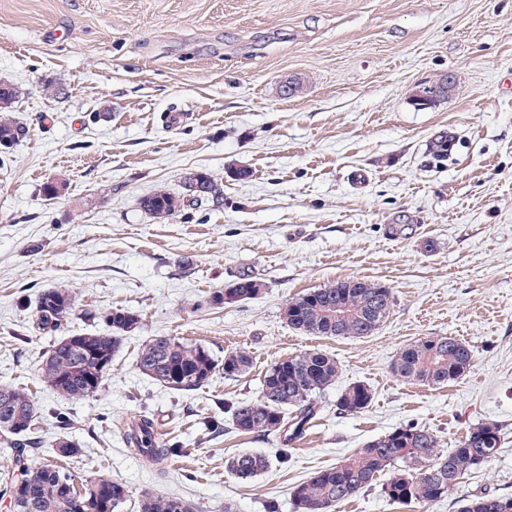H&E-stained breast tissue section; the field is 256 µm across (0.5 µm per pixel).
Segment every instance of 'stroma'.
<instances>
[{"instance_id": "obj_1", "label": "stroma", "mask_w": 512, "mask_h": 512, "mask_svg": "<svg viewBox=\"0 0 512 512\" xmlns=\"http://www.w3.org/2000/svg\"><path fill=\"white\" fill-rule=\"evenodd\" d=\"M448 74L447 97L413 104ZM0 82L18 90L25 130L0 149V384L34 397L32 463L55 462L78 486L121 479L123 512L154 491L196 512H293L297 484L395 427H429L448 449L494 420L499 453L425 512L512 495V0H0ZM291 82L299 93L284 95ZM442 135L453 147L440 161ZM196 171L221 186L220 205L170 221L141 209ZM58 178L65 193L46 199ZM242 273L264 281L261 295L209 304ZM340 279L391 288L379 329L288 327L286 300ZM48 288L74 295L71 333L106 332L115 308L140 317L101 389L77 403L40 380L55 336L34 329L31 307ZM152 336L219 359L244 348L253 366L174 392L136 368ZM427 336L466 342L469 372L443 386L395 375L397 352ZM313 349L340 374L302 440L205 429L228 403L257 398L270 364ZM354 382L374 399L349 415L336 400ZM140 413L184 446L163 468L124 444ZM67 440L78 450L63 457ZM244 451L273 461L246 483L225 469Z\"/></svg>"}]
</instances>
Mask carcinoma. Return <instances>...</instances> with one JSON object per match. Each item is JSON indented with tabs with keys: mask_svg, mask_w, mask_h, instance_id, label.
<instances>
[{
	"mask_svg": "<svg viewBox=\"0 0 512 512\" xmlns=\"http://www.w3.org/2000/svg\"><path fill=\"white\" fill-rule=\"evenodd\" d=\"M18 90L0 84V144H13L22 134L12 117ZM223 193L205 172L185 177L183 192L174 195L159 189L140 201L141 209L157 220H173L185 211L209 200L220 204ZM230 303L256 298L265 288L263 281L242 274L230 283ZM393 305L391 288L363 279L329 282L288 301L283 307L286 324L316 336L361 338L378 329ZM76 311L75 297L66 289L42 291L33 309L37 329L60 330ZM344 314L336 319V312ZM108 332L78 334L82 346L75 348L67 337L59 338L44 354L40 380L64 399L86 400L99 391L112 356L123 335L134 330L139 316L120 308L104 316ZM473 351L452 336H428L397 353L393 372L400 378L428 386L443 385L463 377L471 368ZM252 358L245 349L229 351L219 360L197 343L172 336H152L136 358L140 374L176 392L195 391L219 372L228 379L251 369ZM336 359L320 350H308L278 361L264 373L259 396L229 406L235 429L257 435L274 434L287 447L304 435L316 411V397L336 384ZM373 400L372 389L361 382L345 387L337 408L355 415ZM38 415L32 395L24 388L0 385V446L8 450L10 466L21 478L1 477L0 494L10 498L13 512H119L127 500V488L118 478L99 475L77 489L72 476L50 464H30L26 453L28 436L35 432ZM126 446L135 454L159 463L180 452L164 442L154 420L139 414L126 423ZM502 428L496 421L474 425L455 448L442 450L441 438L426 427L401 425L369 441L353 457L315 472L293 488L296 512H335L341 502L362 492L379 488L386 500L422 508L450 495L467 473L488 463L500 451ZM271 465V458L259 452H242L227 461L228 474L251 480ZM389 478L383 484V474ZM140 512H194L184 500L167 494H147ZM460 512H512V496L490 493L473 495Z\"/></svg>",
	"mask_w": 512,
	"mask_h": 512,
	"instance_id": "obj_1",
	"label": "carcinoma"
}]
</instances>
